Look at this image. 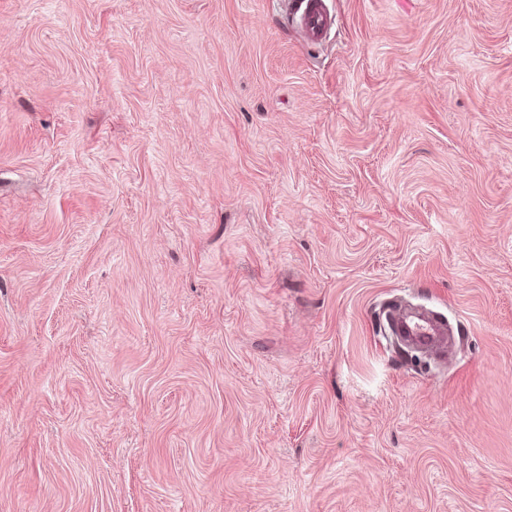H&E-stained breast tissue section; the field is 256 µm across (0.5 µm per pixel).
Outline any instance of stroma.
I'll use <instances>...</instances> for the list:
<instances>
[{"label":"stroma","mask_w":512,"mask_h":512,"mask_svg":"<svg viewBox=\"0 0 512 512\" xmlns=\"http://www.w3.org/2000/svg\"><path fill=\"white\" fill-rule=\"evenodd\" d=\"M328 4L0 0V512H512V0ZM295 5L289 14L295 24L296 33L306 42H319L323 40L331 25V17L326 10L324 0L290 1ZM299 22H295V14L301 9ZM395 329L399 336L427 350L442 347L448 335L447 325L427 318L422 312H401L396 316Z\"/></svg>","instance_id":"1"}]
</instances>
